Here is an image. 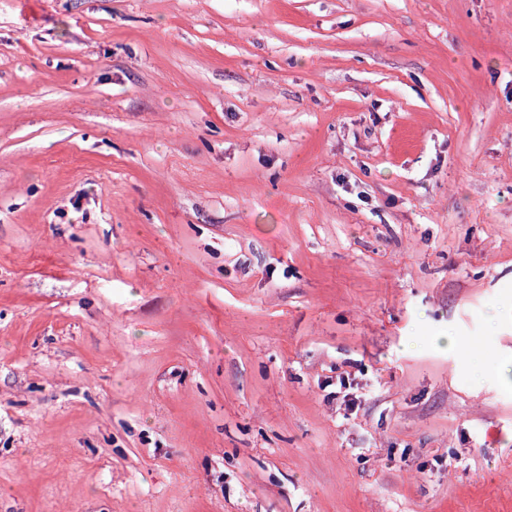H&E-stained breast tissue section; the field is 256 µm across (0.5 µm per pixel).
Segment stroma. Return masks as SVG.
<instances>
[{
  "label": "stroma",
  "instance_id": "obj_1",
  "mask_svg": "<svg viewBox=\"0 0 512 512\" xmlns=\"http://www.w3.org/2000/svg\"><path fill=\"white\" fill-rule=\"evenodd\" d=\"M512 0H0V512H512Z\"/></svg>",
  "mask_w": 512,
  "mask_h": 512
}]
</instances>
